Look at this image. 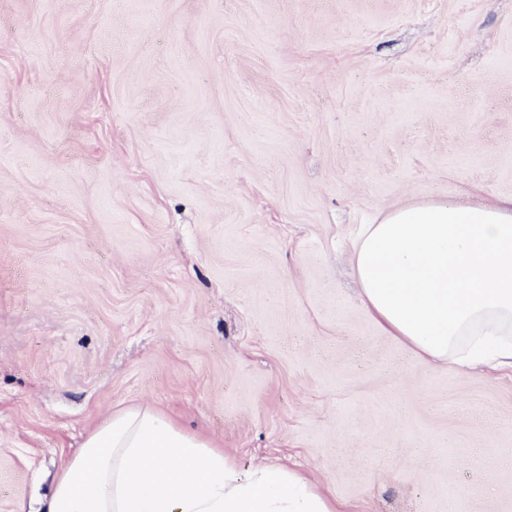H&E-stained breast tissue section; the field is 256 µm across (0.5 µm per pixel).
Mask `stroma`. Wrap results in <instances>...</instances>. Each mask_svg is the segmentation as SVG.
<instances>
[{
    "label": "stroma",
    "mask_w": 512,
    "mask_h": 512,
    "mask_svg": "<svg viewBox=\"0 0 512 512\" xmlns=\"http://www.w3.org/2000/svg\"><path fill=\"white\" fill-rule=\"evenodd\" d=\"M510 196L512 0H0V512L135 404L344 512H512V374L422 360L351 266Z\"/></svg>",
    "instance_id": "1"
}]
</instances>
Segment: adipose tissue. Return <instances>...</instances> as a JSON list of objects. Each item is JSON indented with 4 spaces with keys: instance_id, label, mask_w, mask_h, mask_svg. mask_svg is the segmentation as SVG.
Returning <instances> with one entry per match:
<instances>
[{
    "instance_id": "obj_1",
    "label": "adipose tissue",
    "mask_w": 512,
    "mask_h": 512,
    "mask_svg": "<svg viewBox=\"0 0 512 512\" xmlns=\"http://www.w3.org/2000/svg\"><path fill=\"white\" fill-rule=\"evenodd\" d=\"M358 299L379 327L458 372L512 371V197L429 201L363 225ZM44 512H336L296 471L241 472L150 405L125 407L62 466Z\"/></svg>"
}]
</instances>
